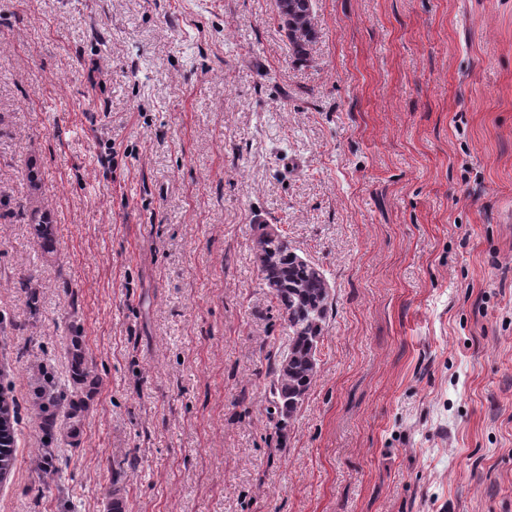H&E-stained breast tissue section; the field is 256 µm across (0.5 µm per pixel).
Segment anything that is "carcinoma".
<instances>
[{
    "instance_id": "carcinoma-1",
    "label": "carcinoma",
    "mask_w": 512,
    "mask_h": 512,
    "mask_svg": "<svg viewBox=\"0 0 512 512\" xmlns=\"http://www.w3.org/2000/svg\"><path fill=\"white\" fill-rule=\"evenodd\" d=\"M278 17L293 47L295 59L308 60V47L316 39L313 24L312 0H277ZM276 254L269 265L261 266L266 284L282 311L288 329V347L269 359L267 417L285 429L293 421L308 395L317 374L323 327L331 308L330 285L325 276L317 275L311 262L300 259L288 237L280 235L267 242ZM72 390L66 391L53 376L44 375V383L36 409L48 432L56 426V410L61 402L69 406V416L76 419L83 412L79 391L95 384L97 374L89 365L81 337L70 338ZM6 419L0 422V470L10 471L14 464L15 425L18 422L17 405L9 395L0 391V409Z\"/></svg>"
}]
</instances>
